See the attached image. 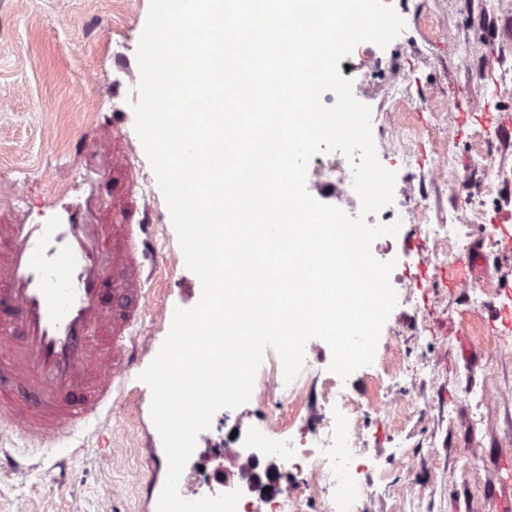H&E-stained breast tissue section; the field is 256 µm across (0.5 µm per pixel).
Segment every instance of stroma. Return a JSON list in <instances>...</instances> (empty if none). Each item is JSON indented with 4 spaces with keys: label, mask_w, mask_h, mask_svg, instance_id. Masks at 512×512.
<instances>
[{
    "label": "stroma",
    "mask_w": 512,
    "mask_h": 512,
    "mask_svg": "<svg viewBox=\"0 0 512 512\" xmlns=\"http://www.w3.org/2000/svg\"><path fill=\"white\" fill-rule=\"evenodd\" d=\"M405 28L387 47L367 43L353 56V92L372 113L388 109L393 66L411 70L415 95L431 103L416 112V126H430L435 111H452L449 143L459 170L468 169L471 150L484 131L496 135L491 148L512 169V0H391ZM149 0H0V186L21 188L20 204L0 206V224L25 221L40 210L45 220L56 184L74 182L79 218L88 224H121L140 207L143 176L151 167L134 130L130 78L138 74L136 49ZM466 47L472 60L487 58L501 76L497 94L479 91L476 69L448 50ZM122 118L113 136V118ZM132 153L134 169H113V157ZM472 193L487 216L512 211V183L485 194L482 173L469 171ZM395 202L406 185L427 191L433 222L447 221L455 200L444 181L411 180L396 172ZM120 195H113L111 183ZM145 223L168 264L152 280L153 311L134 347L133 369L142 372L157 355L174 311L196 303L190 290L198 277L185 266L164 198H157ZM489 224L462 228L468 247L484 262L471 265L468 281L489 293L475 314H467L464 286L448 281L447 264L420 265L415 244L424 237L414 224L395 236L398 272L415 282L387 318L396 335L380 336L374 361L342 384L359 404L364 442L350 470L379 496L369 512H502L512 499V329L489 325V313L512 288V251L492 246ZM306 357L317 360L296 426L309 429L330 413L323 393L338 382L332 354L321 339L307 342ZM414 371L413 383L389 384L384 367ZM151 391L130 385L121 414L86 436L85 447L64 459L43 451L23 454V472L0 464V512H155L151 485H164L166 457L150 415ZM273 405L248 402L231 417L215 414L213 446L224 447L233 431L253 427Z\"/></svg>",
    "instance_id": "stroma-1"
}]
</instances>
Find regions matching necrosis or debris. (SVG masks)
<instances>
[{
	"instance_id": "necrosis-or-debris-1",
	"label": "necrosis or debris",
	"mask_w": 512,
	"mask_h": 512,
	"mask_svg": "<svg viewBox=\"0 0 512 512\" xmlns=\"http://www.w3.org/2000/svg\"><path fill=\"white\" fill-rule=\"evenodd\" d=\"M389 98L392 105L384 114L383 124L388 130L387 137L379 145L389 165L415 173L420 160L414 150L419 141L434 144L430 177L447 179L455 197V209L447 223H432L428 197L425 193L411 194L410 205L402 211L382 209L378 214L368 215L367 223L390 224L401 222L418 225L420 233L431 242L427 262H444L448 259L462 260L467 248L458 234L463 224H480L485 213L465 189L467 173L459 172L452 155L442 150L441 143L452 128L450 113H441L435 124L423 128L411 123L404 113L405 107L416 105L413 81L409 74L394 73L389 80ZM317 186L332 188L336 200L356 209L357 194L352 187V170L347 158L338 152L320 155L309 174ZM315 368L313 360H305L304 367L292 383H285L279 356L268 359V365L256 377L252 400L275 402L287 408V418H275L266 422L259 432L247 433L240 439V446L229 449L226 457L239 470L236 479L227 481L225 491L241 490L242 497L236 512H289L295 502L289 487L276 491H264L256 482L262 471L278 466L308 472L312 482L309 486L311 498L326 494L323 503L325 512H367V505L375 499L374 486L355 481L350 473L344 472L340 464L357 455L364 440L357 422L359 408L343 391L326 390L327 401L337 402L341 416L328 415L320 419L309 431L292 436L288 422L298 415L299 400Z\"/></svg>"
}]
</instances>
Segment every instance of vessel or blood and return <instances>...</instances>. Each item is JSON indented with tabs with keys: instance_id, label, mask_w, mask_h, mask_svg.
<instances>
[{
	"instance_id": "obj_1",
	"label": "vessel or blood",
	"mask_w": 512,
	"mask_h": 512,
	"mask_svg": "<svg viewBox=\"0 0 512 512\" xmlns=\"http://www.w3.org/2000/svg\"><path fill=\"white\" fill-rule=\"evenodd\" d=\"M157 260L146 224H0V427L66 451L120 413Z\"/></svg>"
}]
</instances>
